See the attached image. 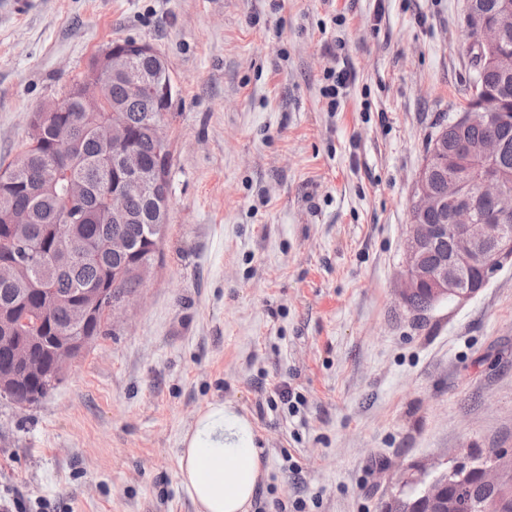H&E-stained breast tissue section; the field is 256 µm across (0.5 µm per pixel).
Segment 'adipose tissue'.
Masks as SVG:
<instances>
[{
	"mask_svg": "<svg viewBox=\"0 0 512 512\" xmlns=\"http://www.w3.org/2000/svg\"><path fill=\"white\" fill-rule=\"evenodd\" d=\"M178 475L196 512H250L265 475L250 419L208 403L181 436Z\"/></svg>",
	"mask_w": 512,
	"mask_h": 512,
	"instance_id": "obj_1",
	"label": "adipose tissue"
}]
</instances>
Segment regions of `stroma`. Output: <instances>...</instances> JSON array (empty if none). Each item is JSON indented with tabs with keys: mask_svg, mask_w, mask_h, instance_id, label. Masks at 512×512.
<instances>
[{
	"mask_svg": "<svg viewBox=\"0 0 512 512\" xmlns=\"http://www.w3.org/2000/svg\"><path fill=\"white\" fill-rule=\"evenodd\" d=\"M465 5L0 0V168L112 42L176 85L163 261L46 398L0 397L1 502L195 512L179 441L215 400L254 426L265 512H383L411 468L512 451V264L420 319L396 296L427 144L469 96Z\"/></svg>",
	"mask_w": 512,
	"mask_h": 512,
	"instance_id": "stroma-1",
	"label": "stroma"
}]
</instances>
